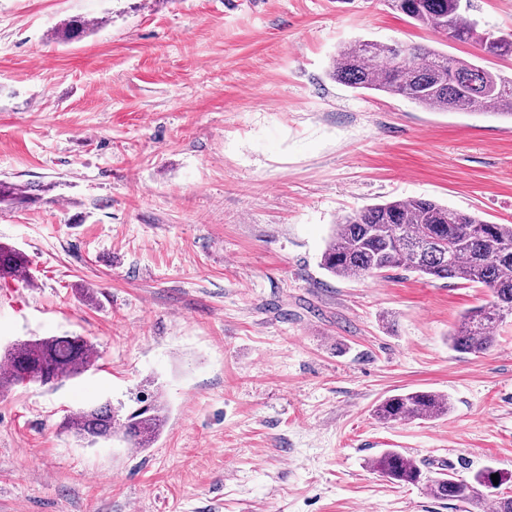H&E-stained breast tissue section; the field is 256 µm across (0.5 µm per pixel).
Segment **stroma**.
Returning <instances> with one entry per match:
<instances>
[{
	"mask_svg": "<svg viewBox=\"0 0 512 512\" xmlns=\"http://www.w3.org/2000/svg\"><path fill=\"white\" fill-rule=\"evenodd\" d=\"M75 17L83 36L56 31ZM357 38L475 58L383 0H0V209L25 280L0 348L81 336L88 372L0 393V512H480L369 466L393 448L512 472V319L448 345L487 289L320 266L342 215L424 197L512 224V121L331 80ZM448 396L385 423V397ZM169 407L148 448L60 430L87 405ZM28 185H21L10 180L0 179V206L21 205L32 200ZM449 402L434 391H409L392 395L381 401L375 409L384 422L415 419H436L448 413ZM407 419V420H406Z\"/></svg>",
	"mask_w": 512,
	"mask_h": 512,
	"instance_id": "1",
	"label": "stroma"
}]
</instances>
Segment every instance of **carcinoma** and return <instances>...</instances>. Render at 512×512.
Returning a JSON list of instances; mask_svg holds the SVG:
<instances>
[{
    "instance_id": "obj_1",
    "label": "carcinoma",
    "mask_w": 512,
    "mask_h": 512,
    "mask_svg": "<svg viewBox=\"0 0 512 512\" xmlns=\"http://www.w3.org/2000/svg\"><path fill=\"white\" fill-rule=\"evenodd\" d=\"M390 9L441 37L475 43L489 57L512 56V33L483 30L462 10L461 0H394ZM82 17L68 20L58 38L70 40L89 30ZM344 86L399 96L438 112H479L512 119V78L474 61L435 49L354 39L336 50L329 70ZM31 187L0 179V206L32 200ZM322 268L343 279L380 277L395 269L434 280H457L491 292L488 304L466 310L448 334L461 354H483L496 343L493 328L512 316V224H496L426 198H400L343 215L333 225ZM28 269L26 255L0 244V281H15ZM97 357L81 336L21 340L5 348L0 392L16 385H54L88 371ZM128 411L108 404L88 406L68 416L64 429L90 444L119 438L148 448L168 419L160 397H138ZM448 398L434 391L392 395L375 409L384 422L436 419L448 413ZM370 467L397 484H425L441 500L476 503L481 489L492 493L494 512H512V495L487 487L486 470L468 483L443 472L423 470L412 458L390 449Z\"/></svg>"
}]
</instances>
